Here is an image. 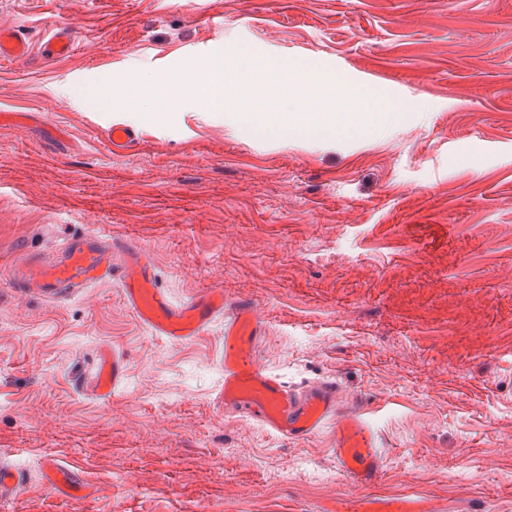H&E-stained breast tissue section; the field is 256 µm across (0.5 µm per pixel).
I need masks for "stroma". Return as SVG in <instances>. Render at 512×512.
I'll use <instances>...</instances> for the list:
<instances>
[{"instance_id":"stroma-1","label":"stroma","mask_w":512,"mask_h":512,"mask_svg":"<svg viewBox=\"0 0 512 512\" xmlns=\"http://www.w3.org/2000/svg\"><path fill=\"white\" fill-rule=\"evenodd\" d=\"M32 44L76 26L93 54L0 61V224L43 249L105 226L154 256L174 301L256 303L259 362L297 388L336 380L365 413L383 475L350 484L332 427L281 441L214 397L223 322L172 345L117 284L63 304L8 291L0 266V449L22 474L0 512H47L41 458L93 493L62 512H336L411 498L426 512H512V0H0ZM245 49L266 111L336 87L406 110L368 137L257 133L189 99ZM112 77L102 109L81 88ZM121 122L136 140L110 152ZM112 397L88 393L102 347Z\"/></svg>"}]
</instances>
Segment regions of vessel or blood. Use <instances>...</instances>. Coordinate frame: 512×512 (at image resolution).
<instances>
[{"label": "vessel or blood", "instance_id": "b4317fda", "mask_svg": "<svg viewBox=\"0 0 512 512\" xmlns=\"http://www.w3.org/2000/svg\"><path fill=\"white\" fill-rule=\"evenodd\" d=\"M80 45L69 26L56 28L36 49L20 30L0 27L1 61L24 64L34 54L46 62L66 59ZM105 136L114 150L126 149L135 140L134 130L121 123L110 125ZM0 256L11 265L14 293L35 294L59 304L83 289L117 280L134 315L154 335L172 344L192 341L216 320H223L220 366L224 382L216 404L225 415L257 422L286 441L310 437L335 422L336 462L348 481L366 486L380 477L374 433L361 411L339 408L335 380L291 388L259 363L263 328L253 302H227L220 288H207L186 301L174 302L159 286L148 250L116 242L100 230L67 238L58 254L49 256L34 245L30 226L1 224ZM123 376L121 360L110 349H101L93 380L95 393L112 397ZM43 483L58 503L85 497L89 489L74 469L50 456L43 459ZM19 484L14 467L0 460V503L16 500Z\"/></svg>", "mask_w": 512, "mask_h": 512}]
</instances>
